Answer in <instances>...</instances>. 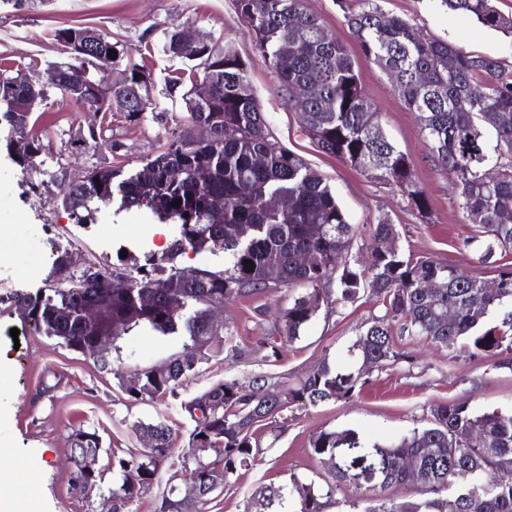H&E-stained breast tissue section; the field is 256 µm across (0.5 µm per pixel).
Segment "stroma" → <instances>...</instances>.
Segmentation results:
<instances>
[{
    "label": "stroma",
    "mask_w": 512,
    "mask_h": 512,
    "mask_svg": "<svg viewBox=\"0 0 512 512\" xmlns=\"http://www.w3.org/2000/svg\"><path fill=\"white\" fill-rule=\"evenodd\" d=\"M375 2L387 14L412 20L430 35L497 58L512 69V37L447 11L439 0ZM71 26L94 28L134 59L144 60L154 77L155 110L133 125L123 113L98 114L50 93L35 112L39 128L49 132L43 164L29 173L11 161L6 136L0 134V475L13 483L22 512H92L112 483L113 454L142 450L138 423H165L176 449H185L192 423L180 401L217 382L260 373L292 380L325 357L343 369L360 367L352 346L364 324L380 312L365 296L346 307L320 309L300 338L274 359L264 338L291 292L271 289L226 302L224 324L247 350V358L218 356L200 363L181 387L180 400L152 402L128 400L113 372L147 368L183 353L184 338L137 327L115 340L112 369L104 372L59 340L22 325L9 297L18 290L46 287L58 252H69L78 269L89 260L109 266L122 250L138 258L163 252L178 234L176 225L119 210L114 203L101 207L95 223H73L59 187L50 182L61 167L71 182L96 167L125 176L161 152L169 132L186 116L182 100L168 95L165 78L174 70L187 78L194 75L189 61L164 53V31L189 28L246 61L250 85L274 138L325 179L348 222L358 228L351 255L363 256L371 245L362 225L386 218L396 224L402 250L456 265L486 282L512 267V250L496 251L483 262L478 252L464 247L473 227L462 218L447 174L428 155L417 114L405 109L387 75L366 59L358 61L362 85L387 137L412 159L428 198L426 212H418L397 190L325 154L302 134L299 114L277 94L275 75L256 50L236 0H21L17 5L0 0V74L47 73L64 59L55 31ZM92 124L101 126L103 137L87 148L77 137ZM14 328L19 336H11ZM402 346L407 361L372 370L368 384L349 401L300 411L284 427L264 429L261 460L243 471L236 485L214 492L202 512H246L252 492L263 484L287 486L295 477L322 483L326 467L308 448L316 431L352 428L366 439L389 443L427 426L435 403L461 401L478 412L512 408V351L473 357L464 343L448 350L410 337L403 338ZM82 432L97 434L101 446L94 464L96 483L85 495L67 477L71 444Z\"/></svg>",
    "instance_id": "obj_1"
}]
</instances>
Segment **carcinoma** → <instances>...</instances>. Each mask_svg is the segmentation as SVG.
I'll return each instance as SVG.
<instances>
[{"instance_id": "cac0c4a2", "label": "carcinoma", "mask_w": 512, "mask_h": 512, "mask_svg": "<svg viewBox=\"0 0 512 512\" xmlns=\"http://www.w3.org/2000/svg\"><path fill=\"white\" fill-rule=\"evenodd\" d=\"M440 5L512 34V15L499 11L494 0H440ZM236 9L286 102L296 88L314 78L319 81V94L300 113L302 128L317 147L401 192L423 211L427 199L414 165L376 120L377 109L363 90L345 42L328 34L302 0H236ZM344 24L364 58L396 78L394 93L405 108L424 115L420 132L430 157L451 177L463 218L482 215L476 235L466 244H479L487 256L497 248H512V223H500L503 213H512V70L493 57L432 38L412 21L390 16L373 3L345 12ZM203 64L217 86L211 109L187 113L163 150L119 184L120 208L146 209L161 223H176L179 237L162 254L150 252L144 260H134L133 275L93 262L76 292L67 286L14 292L11 304L24 309L23 324L69 349L85 347L107 321L86 317L83 305L106 300L118 336L148 325L163 336L188 338L190 349L206 338L207 361L226 351L242 359L246 351L234 343L233 334L209 327L210 303L268 290V270L275 267L280 286L303 289L264 338L275 357L300 337L321 306L352 305L363 294L381 307L353 344L364 367L383 370L408 359L395 339L398 334L448 349L466 340L473 356L502 347L512 350V268L500 270L499 288L489 290L457 267L407 256L397 247L387 249L385 244L399 239V231L386 218L365 227L372 242L367 258L348 256L356 230L330 186L278 145L256 96L239 95L240 86L249 83L245 60L225 47ZM112 66L119 74H129L133 84L125 90L132 99L116 101V111L128 108L125 118L138 124L153 110L148 91L152 72L131 58L122 69L115 61ZM138 89L143 96H137ZM26 95L27 89L15 86L12 78L0 76V125L8 127L7 150L24 173L37 167L47 137L35 124H23L18 109ZM459 95L468 99L464 109L455 105ZM488 112L497 115L490 125L492 143L483 132ZM199 122L213 130L207 142L191 137V127ZM22 138L29 143L24 153L16 148ZM491 166L498 170L493 181L484 174ZM115 177L112 168L96 167L86 179L62 185V203L74 223L95 222L93 204L112 202ZM217 199L223 200L221 210L214 208ZM189 250L224 254V268L176 266V257ZM247 260L253 265H245ZM116 277L129 285L110 287ZM450 306L454 317L448 323L443 311ZM184 356L192 353L177 356L164 378L143 371L144 384L159 398L179 399V388L194 372L182 367ZM260 379L282 384L287 409L294 412L351 399L368 383L369 373L345 372L324 358L291 384L266 373L210 386L180 402L193 422L187 450L175 456L165 423L139 425L142 431L155 432L160 445L128 458L112 455L114 479L106 494L112 506H98L94 512H132L151 491L158 471L175 457L181 467L190 464L200 480L208 467L219 466L224 485L235 484L240 471L263 454L254 429L255 419L268 413ZM217 397L224 400V412L206 414L209 401ZM430 413L429 426L391 443L368 442L352 429L313 433L308 441L311 455L319 460L326 456L333 466L323 486L292 480L288 493L298 502L297 512L339 507L336 495L345 487L356 494L350 506L361 507L359 512H448L450 501L457 512H512V411L478 413L465 402L450 401L432 405ZM203 432L210 439L207 448L198 446ZM86 451H101L93 433L79 434L73 459ZM132 472L143 474L137 486L129 484ZM408 485L420 488L421 498L398 501L387 494L392 487ZM285 493L281 486L261 485L251 495L247 512H281Z\"/></svg>"}]
</instances>
